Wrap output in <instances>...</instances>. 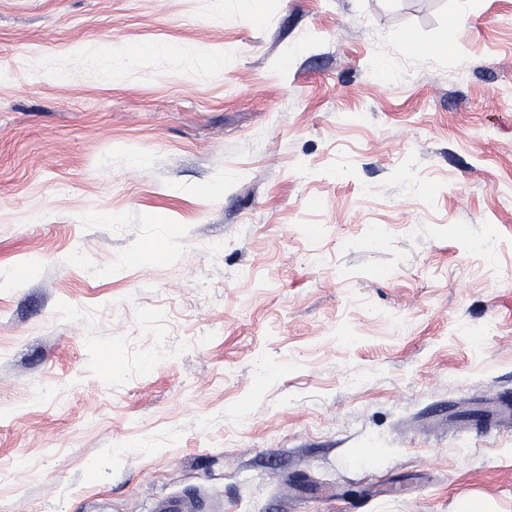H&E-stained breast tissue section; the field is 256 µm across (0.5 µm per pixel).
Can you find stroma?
<instances>
[{"label":"stroma","instance_id":"stroma-1","mask_svg":"<svg viewBox=\"0 0 512 512\" xmlns=\"http://www.w3.org/2000/svg\"><path fill=\"white\" fill-rule=\"evenodd\" d=\"M508 87L512 0H0V512H512ZM207 507L206 499L189 495H175L160 498L154 512H203Z\"/></svg>","mask_w":512,"mask_h":512}]
</instances>
